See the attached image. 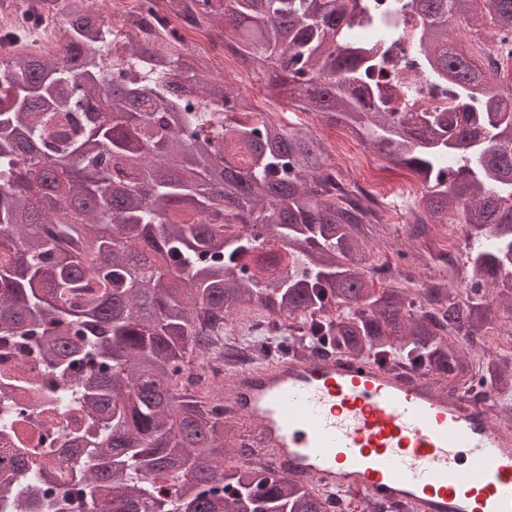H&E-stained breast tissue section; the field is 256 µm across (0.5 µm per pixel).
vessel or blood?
I'll list each match as a JSON object with an SVG mask.
<instances>
[{"label":"vessel or blood","mask_w":512,"mask_h":512,"mask_svg":"<svg viewBox=\"0 0 512 512\" xmlns=\"http://www.w3.org/2000/svg\"><path fill=\"white\" fill-rule=\"evenodd\" d=\"M220 393L275 473L414 512H512V427L497 396L346 355L231 370Z\"/></svg>","instance_id":"1"}]
</instances>
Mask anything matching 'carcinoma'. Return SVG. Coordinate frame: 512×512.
Returning <instances> with one entry per match:
<instances>
[{"label": "carcinoma", "mask_w": 512, "mask_h": 512, "mask_svg": "<svg viewBox=\"0 0 512 512\" xmlns=\"http://www.w3.org/2000/svg\"><path fill=\"white\" fill-rule=\"evenodd\" d=\"M61 53L0 70V346L45 358L84 427L59 422L69 464H22L0 483L20 512H345L346 499L250 456L200 370L234 350L272 361L297 346L409 366L448 388L490 383L512 412V358L493 356L491 314L512 321V92L493 41L512 0H391L425 19L380 30L378 0H174L228 35L242 63L294 106L341 124L411 171L413 238L465 229L463 267L438 250L429 278L405 253L370 260L374 220L310 130L260 117L250 95L185 72L180 38L118 41L75 0ZM491 34L465 54L463 33ZM411 41L417 79L446 112L388 106L382 47ZM112 45V53L99 48ZM465 273L466 287L452 286ZM27 415L15 408L10 432Z\"/></svg>", "instance_id": "obj_1"}]
</instances>
